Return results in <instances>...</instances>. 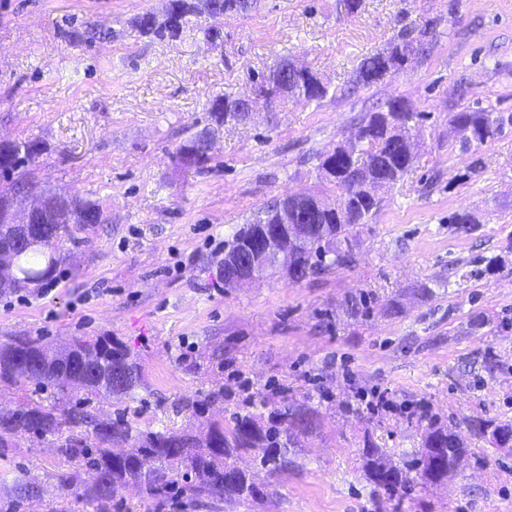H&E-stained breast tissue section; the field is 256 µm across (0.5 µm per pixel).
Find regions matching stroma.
Returning a JSON list of instances; mask_svg holds the SVG:
<instances>
[{
    "label": "stroma",
    "mask_w": 512,
    "mask_h": 512,
    "mask_svg": "<svg viewBox=\"0 0 512 512\" xmlns=\"http://www.w3.org/2000/svg\"><path fill=\"white\" fill-rule=\"evenodd\" d=\"M165 3L0 0V140L40 142L36 181L102 212L73 227L52 280L0 294V343L122 342L141 385L134 399L95 406L144 430L211 418L229 429L237 414L285 401L316 409L317 430L277 476L253 453L239 456L259 498L184 494L164 512H512V450L469 432L512 421V126L464 152L448 124L475 104L512 113V0H365L352 17L337 15L336 0H259L219 21L218 46L192 29L174 42L142 36L136 17ZM429 22L432 45L412 71L348 90L364 56ZM81 23L112 36L69 45L66 30ZM283 60L316 71L327 97L258 103L249 122L214 131L209 171L180 167L176 148L205 128L210 100L251 95L253 75ZM394 98L421 114L418 147L408 176L379 190L355 265L225 288L220 261L234 232L273 199L311 189L314 154ZM463 210L480 224H450ZM354 298L364 313L351 314ZM217 390L205 415L181 411L183 399ZM381 393L393 411L369 408ZM430 423L467 435L460 468L398 496L375 488L364 441L408 460ZM71 468L46 442L0 448V506L24 472L42 494L20 512H84L60 486Z\"/></svg>",
    "instance_id": "35a3bbf8"
}]
</instances>
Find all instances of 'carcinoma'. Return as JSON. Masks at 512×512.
Returning <instances> with one entry per match:
<instances>
[{
    "label": "carcinoma",
    "instance_id": "cac0c4a2",
    "mask_svg": "<svg viewBox=\"0 0 512 512\" xmlns=\"http://www.w3.org/2000/svg\"><path fill=\"white\" fill-rule=\"evenodd\" d=\"M254 8L252 0H166L162 13L147 10L136 18V24L145 36L171 41L194 26L206 41L216 45L223 41L221 30L200 23V19L226 11L244 16ZM427 31V27L405 28L385 48L364 56L353 69L352 85L372 87L384 82L396 67L405 63L414 67L428 52ZM107 35L104 30L87 27L69 31L67 39L78 44ZM260 80L257 89L275 100L290 96L311 102L328 95L325 83L307 67L282 65L270 75H261ZM208 114L213 126L236 124L245 117L238 99L223 95L210 101ZM419 119L420 114L400 98L390 101L384 110L368 113L346 142L315 154V189L302 198L283 197L258 210L235 231L229 253L250 243L260 227L276 229L286 215L290 224L307 225L300 239L279 235L278 246L293 255L288 281L297 283L352 265L363 228L380 209L379 198L370 195L368 188L385 178L395 186L409 173ZM449 122L453 142L467 151L494 140L505 125H512V113L506 116L488 107H467L451 113ZM205 136L200 132L184 140L176 148V161L197 170L210 168L213 157L205 149ZM41 151L35 140L0 142V194L15 200L36 188L31 171ZM45 199L50 203L47 214L34 225L40 246L24 248L17 228L0 223V250L11 252L16 263L13 280L0 285V294L27 290L52 277L60 260L61 234L71 224H96L101 219L99 206L90 200L54 195ZM50 351L51 346L29 337L0 344L1 386L32 382L40 392L52 389L47 397L22 398L9 418L0 419V448L11 447L25 435L57 441L67 460L96 473L90 485L83 483L79 470L61 480L63 487L81 491L80 499L92 512H109L115 490L128 484L150 491L154 512H162L165 499L174 491L216 501L256 498L260 491L247 474L224 480L226 460L251 451L261 467L276 474L287 463V449L279 442L281 433H309L318 426L314 409L288 404L265 419L240 414L228 433L219 421L210 425L202 438L183 430L144 431L121 415L105 417L92 406V400L112 390L114 375L121 378L114 392L118 399L131 395L140 384V368L123 345L98 336L75 339L61 353L52 355ZM74 393H82L84 398L73 402ZM492 440L499 448H512V423L496 425ZM468 451L461 433L432 423L423 433L420 454L401 465L388 459L373 442H366L364 469L374 486L393 495L409 486L407 474L411 471L423 485L444 480Z\"/></svg>",
    "mask_w": 512,
    "mask_h": 512
}]
</instances>
